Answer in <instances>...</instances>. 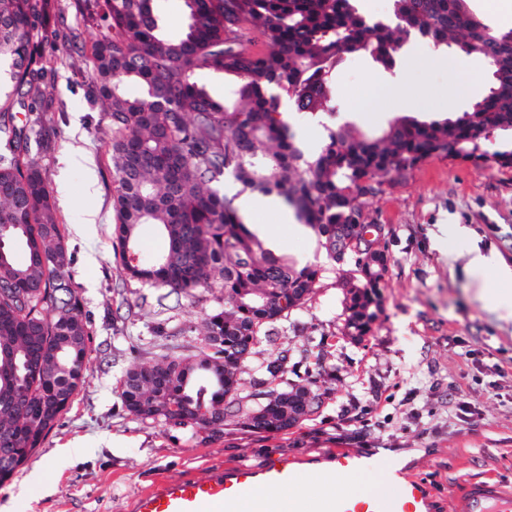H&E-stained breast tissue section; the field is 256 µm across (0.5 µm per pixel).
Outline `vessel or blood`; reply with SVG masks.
Listing matches in <instances>:
<instances>
[{"label":"vessel or blood","mask_w":512,"mask_h":512,"mask_svg":"<svg viewBox=\"0 0 512 512\" xmlns=\"http://www.w3.org/2000/svg\"><path fill=\"white\" fill-rule=\"evenodd\" d=\"M323 462L330 472L379 470L386 481L375 496L361 499L311 481L309 468L272 459L257 468L231 466L201 479L159 483L134 498L132 512H431L425 485L379 453H336ZM282 487L287 497L275 496V489ZM455 499L456 512H512V490L493 477L467 483Z\"/></svg>","instance_id":"vessel-or-blood-1"}]
</instances>
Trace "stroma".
Here are the masks:
<instances>
[{
    "label": "stroma",
    "instance_id": "35a3bbf8",
    "mask_svg": "<svg viewBox=\"0 0 512 512\" xmlns=\"http://www.w3.org/2000/svg\"><path fill=\"white\" fill-rule=\"evenodd\" d=\"M62 16L46 48L43 82L53 99L44 115L55 134L31 155L45 171L71 264L67 276L93 332L84 384L46 442L0 484L11 512H130L135 496L164 480L201 478L220 468L259 466L280 457L310 466L343 450L399 459L428 487L432 512H453V489L494 475L512 486V322L496 319L481 294L492 272L467 266L472 247L495 249L512 267V168L496 152L512 147L497 132L477 159L432 158L369 202V218L387 225L389 259L384 310L365 341L341 338L339 267L313 231L296 233L284 209L255 213L277 254L316 263L323 273L307 305L280 321L240 367L245 393L312 383L319 402L293 431L271 435L225 420L207 435L192 425L143 422L121 401L126 370L142 360L191 354L204 345L206 320L224 302L220 288L160 297L157 288L122 280L112 235L114 184L104 144L110 119L89 88L78 55L57 47L78 35L91 45L75 0H58ZM491 85L485 61L457 50L434 51L406 40L387 68L364 53L334 73L329 108L284 118L305 150H318L325 129L351 123L377 132L395 117L453 118ZM70 156L62 164L61 156ZM97 222L83 235L84 210ZM461 224L468 236L440 242L439 227ZM285 355L282 374L265 379L266 361Z\"/></svg>",
    "mask_w": 512,
    "mask_h": 512
}]
</instances>
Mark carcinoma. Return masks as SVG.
Segmentation results:
<instances>
[{"label": "carcinoma", "mask_w": 512, "mask_h": 512, "mask_svg": "<svg viewBox=\"0 0 512 512\" xmlns=\"http://www.w3.org/2000/svg\"><path fill=\"white\" fill-rule=\"evenodd\" d=\"M469 0H393L387 19L360 14L354 0H184L187 23L165 31L154 0H76L86 25L101 31L87 55L91 93L110 118L107 154L115 184L114 234L121 273L168 293L224 289L208 318L218 348L140 362L129 373L140 389L122 401L142 421L203 430L228 418L247 421L263 401H243L238 360L272 327L310 300L322 268L277 255L248 225L228 179L242 190L274 192L310 226L331 261L336 226L361 237L360 207L372 191L399 183L430 158L455 147L474 157L477 142L512 132V28H494ZM55 0H0V457L17 470L44 443L83 383L90 322L66 279L70 255L46 173L28 154L30 135L51 144L39 103L49 34H36ZM439 49L454 42L481 57L488 94L455 118L393 119L376 134L345 124L307 153L282 118L283 91L298 110L328 107L337 66L363 51L390 68L403 39ZM207 69L239 78L229 106L193 80ZM139 86L137 95L128 86ZM26 112L17 120L16 109ZM159 226L165 250L142 258L139 228ZM28 252L24 263L14 253ZM343 277L348 322L367 335L378 318L385 276L364 259ZM259 295L268 304L254 301Z\"/></svg>", "instance_id": "obj_1"}]
</instances>
